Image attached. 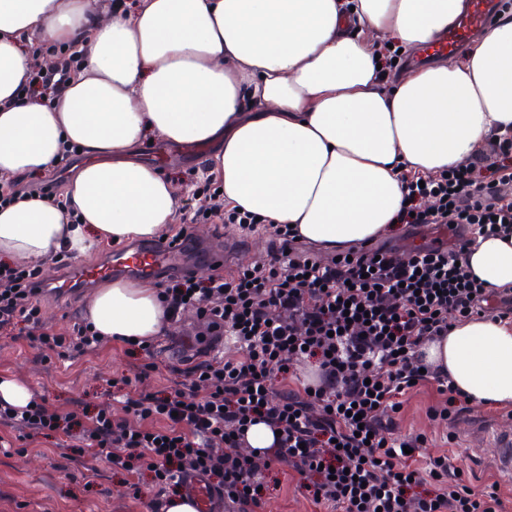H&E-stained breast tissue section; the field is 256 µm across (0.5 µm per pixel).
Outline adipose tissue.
Returning <instances> with one entry per match:
<instances>
[{
    "label": "adipose tissue",
    "mask_w": 512,
    "mask_h": 512,
    "mask_svg": "<svg viewBox=\"0 0 512 512\" xmlns=\"http://www.w3.org/2000/svg\"><path fill=\"white\" fill-rule=\"evenodd\" d=\"M463 0H0V180L50 174L68 146L84 157L65 195L78 223L38 194L0 208V254L81 259L104 241L173 223L169 179L140 161L146 139L222 142L211 165L230 207L328 248L369 243L402 202L406 174L465 162L512 131V12L461 61L388 79L372 36L414 52L447 31ZM78 46L60 96L28 100L32 38ZM489 288H512V237L466 255ZM106 340L150 339L158 291L104 282L83 306ZM472 402L512 406V323L469 320L428 345Z\"/></svg>",
    "instance_id": "1"
}]
</instances>
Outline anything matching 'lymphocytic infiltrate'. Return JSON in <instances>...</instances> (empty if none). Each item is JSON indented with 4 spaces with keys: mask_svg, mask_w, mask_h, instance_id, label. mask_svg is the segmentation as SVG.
I'll return each instance as SVG.
<instances>
[{
    "mask_svg": "<svg viewBox=\"0 0 512 512\" xmlns=\"http://www.w3.org/2000/svg\"><path fill=\"white\" fill-rule=\"evenodd\" d=\"M78 64V51L60 52L52 70H32L26 96L57 95ZM222 187L206 181L180 216L262 235L266 256L224 275L160 281L165 317L190 311L196 321L165 384L153 383L148 339L128 348L141 357L139 377L114 378L112 404L66 410L46 392L22 409L0 404V431L16 434L18 453L42 439L74 462L93 452L151 512H165L188 475L206 480L224 512H261L271 487L246 434L262 423L275 433L264 457L287 464L321 512H505L498 489L464 484L450 456L421 455L424 435L394 431L414 384L434 392L428 413L441 424L471 409L427 361L429 343L475 316L512 321V290L485 288L464 262L477 238L512 236V139L490 137L465 164L405 179L388 244L341 260L319 256L289 225L225 209ZM45 297L37 269L0 258L1 337L44 362L97 354L104 340L91 323L56 330ZM227 335L239 357L218 354Z\"/></svg>",
    "mask_w": 512,
    "mask_h": 512,
    "instance_id": "lymphocytic-infiltrate-1",
    "label": "lymphocytic infiltrate"
}]
</instances>
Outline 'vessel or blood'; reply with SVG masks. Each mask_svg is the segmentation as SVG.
Here are the masks:
<instances>
[{"label":"vessel or blood","mask_w":512,"mask_h":512,"mask_svg":"<svg viewBox=\"0 0 512 512\" xmlns=\"http://www.w3.org/2000/svg\"><path fill=\"white\" fill-rule=\"evenodd\" d=\"M497 7V0H466L462 16L438 39L433 48L434 55L449 56L460 53L468 43L472 30L485 27ZM237 254L238 251L234 248L217 251L185 238L175 243L147 244L133 250L127 257L113 262L86 264L77 277L66 280L64 286L68 289L85 288L111 276L113 272L128 270L160 280L172 273L192 271L198 265L209 266L224 260H233ZM183 492L188 498L198 501L197 512H211L213 492L206 481L198 477L184 478Z\"/></svg>","instance_id":"vessel-or-blood-1"}]
</instances>
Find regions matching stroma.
<instances>
[{"label":"stroma","instance_id":"obj_1","mask_svg":"<svg viewBox=\"0 0 512 512\" xmlns=\"http://www.w3.org/2000/svg\"><path fill=\"white\" fill-rule=\"evenodd\" d=\"M216 150V145L209 144L198 153L186 145L156 141L145 145L139 158L169 177L183 201L210 177L209 161ZM36 356V350L0 337V378L48 389L60 405L70 398L91 408L111 403L112 377L137 374L125 345L114 342L105 344L99 355L72 363L43 364ZM433 400L426 389L408 391L402 398L397 436L426 435L428 454H448L472 485L498 483L504 499L512 501V477L498 470L489 446L493 436L512 433L506 408L474 405L448 430L428 417L426 410ZM84 467L96 473L89 490L80 471L66 465L60 449L52 445L22 455L0 447V512H148L144 503L129 497L120 478L101 459L86 456ZM277 470L280 484L267 498L263 512H312L287 465H278Z\"/></svg>","mask_w":512,"mask_h":512}]
</instances>
